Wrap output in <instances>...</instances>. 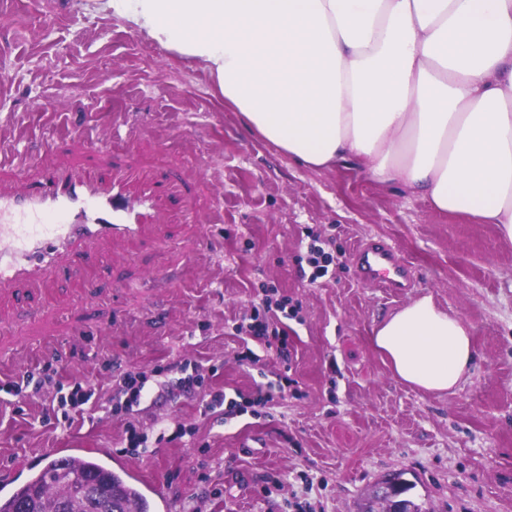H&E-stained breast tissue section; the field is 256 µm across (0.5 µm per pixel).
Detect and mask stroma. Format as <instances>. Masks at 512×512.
Here are the masks:
<instances>
[{
	"instance_id": "stroma-1",
	"label": "stroma",
	"mask_w": 512,
	"mask_h": 512,
	"mask_svg": "<svg viewBox=\"0 0 512 512\" xmlns=\"http://www.w3.org/2000/svg\"><path fill=\"white\" fill-rule=\"evenodd\" d=\"M0 147L41 167L131 193L158 179L168 197L141 236L100 243L98 262L31 288H0V382L55 360L104 403L127 372L202 364L200 389L150 397L134 425L150 452L127 456L161 482L177 512H361L388 474L413 482L425 512H512V249L493 224L437 211L346 163L303 167L251 133L210 75L73 0H0ZM195 222H188V214ZM320 237L336 263L304 276ZM403 256L414 287L362 282L359 243ZM296 306L288 360L240 358L253 339L224 325L267 288ZM430 294L472 327L476 360L453 394L412 389L370 344L375 326ZM288 377L259 413L225 419L206 392L254 394ZM0 413V479L41 469L54 448L94 456L126 422L101 416L68 430L41 425L38 398Z\"/></svg>"
}]
</instances>
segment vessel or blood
<instances>
[{
  "label": "vessel or blood",
  "mask_w": 512,
  "mask_h": 512,
  "mask_svg": "<svg viewBox=\"0 0 512 512\" xmlns=\"http://www.w3.org/2000/svg\"><path fill=\"white\" fill-rule=\"evenodd\" d=\"M152 194L130 200L121 184L103 191L95 184L60 177L33 192L0 195V287L46 281L94 242L132 237L153 209ZM359 277L397 291L413 285L410 268L395 249L380 241L354 254Z\"/></svg>",
  "instance_id": "1"
}]
</instances>
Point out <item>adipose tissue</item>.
<instances>
[{
	"label": "adipose tissue",
	"instance_id": "ef3b65f1",
	"mask_svg": "<svg viewBox=\"0 0 512 512\" xmlns=\"http://www.w3.org/2000/svg\"><path fill=\"white\" fill-rule=\"evenodd\" d=\"M191 59L225 107L314 170L353 163L512 246V0H74ZM374 349L401 382L456 392L472 328L423 296Z\"/></svg>",
	"mask_w": 512,
	"mask_h": 512
}]
</instances>
